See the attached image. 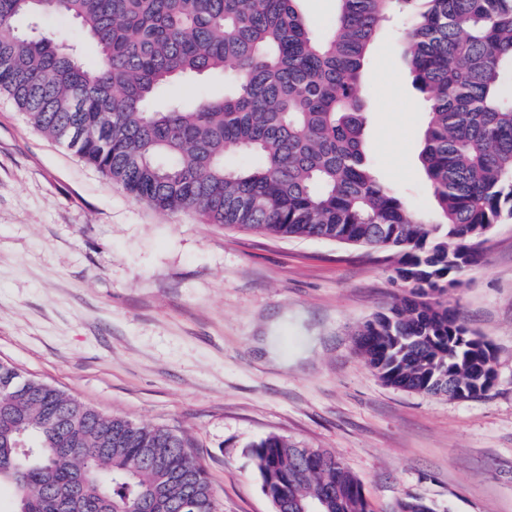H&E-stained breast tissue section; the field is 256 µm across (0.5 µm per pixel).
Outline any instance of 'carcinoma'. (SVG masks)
Instances as JSON below:
<instances>
[{
  "instance_id": "obj_1",
  "label": "carcinoma",
  "mask_w": 512,
  "mask_h": 512,
  "mask_svg": "<svg viewBox=\"0 0 512 512\" xmlns=\"http://www.w3.org/2000/svg\"><path fill=\"white\" fill-rule=\"evenodd\" d=\"M300 0H0V94L129 197L161 212L383 253L407 289L358 329V354L386 384L486 396L477 346L443 296L512 219V0H335L318 32ZM58 12L81 23L94 66L14 28ZM409 20L404 54L429 106L420 160L424 212L376 174L362 74L380 24ZM220 74L224 93L156 105L178 76ZM233 145L252 162H224ZM262 490L281 512H373L357 477L326 449L269 436L253 446ZM9 512H218L187 442L106 415L0 362V487ZM390 512H434L420 498Z\"/></svg>"
}]
</instances>
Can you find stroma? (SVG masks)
<instances>
[{"label": "stroma", "instance_id": "stroma-1", "mask_svg": "<svg viewBox=\"0 0 512 512\" xmlns=\"http://www.w3.org/2000/svg\"><path fill=\"white\" fill-rule=\"evenodd\" d=\"M18 31L94 54L65 14ZM402 21L383 24L364 85L378 176L431 205L419 163L427 107L403 63ZM224 89L181 77L163 100ZM445 297L496 355L498 384L452 400L385 385L355 351L358 327L401 299L375 254L160 213L0 95V361L106 414L183 436L219 512H275L252 447L270 435L324 448L374 512L418 497L436 512H512V222Z\"/></svg>", "mask_w": 512, "mask_h": 512}]
</instances>
